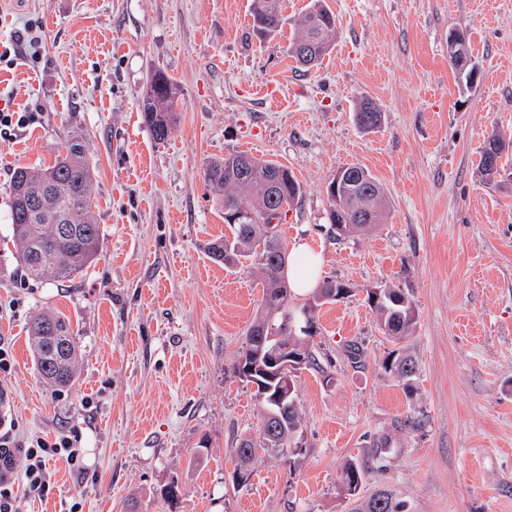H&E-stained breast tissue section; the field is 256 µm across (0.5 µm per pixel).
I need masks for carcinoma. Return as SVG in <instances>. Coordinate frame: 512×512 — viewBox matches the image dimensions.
I'll list each match as a JSON object with an SVG mask.
<instances>
[{
    "label": "carcinoma",
    "instance_id": "cac0c4a2",
    "mask_svg": "<svg viewBox=\"0 0 512 512\" xmlns=\"http://www.w3.org/2000/svg\"><path fill=\"white\" fill-rule=\"evenodd\" d=\"M253 27L267 35L281 32L290 23L297 36L288 47L308 41L321 45L315 61H320L336 40V16L324 0H311L308 9L289 21L282 14L280 0H251ZM177 85L162 72L154 73L142 99L144 123L153 139L165 141L176 123ZM65 153L47 168L18 166L13 171L10 217L18 261L33 279L65 281L83 272L100 254V227L92 210V184L96 166L79 138L65 143ZM346 181L338 195L328 196L330 223L336 235L365 230L381 224L388 200L384 187L357 164L344 167ZM206 185L222 193L224 215L237 212L253 215L250 224H231V235L213 241L210 258L226 266L251 261L259 274L262 298L256 316L245 333L244 347L236 362L259 352L275 349L283 356L300 350L304 367L316 366V359L301 344L289 325L286 313L288 281L282 272L288 254L280 239L266 236L265 214L274 208H286L300 195V186L288 168L248 153L234 152L213 160L204 168ZM68 231L61 233L58 227ZM318 293L344 299L351 293L348 284L326 280ZM369 306L381 319L383 332L399 343L413 335L415 309L400 289L367 292ZM36 369L53 392L71 387L76 377L78 347L69 318L62 314L42 313L28 327ZM382 368L409 381L415 374L414 361L397 348L383 360ZM272 391L260 399L261 425L256 438H242L232 449L237 470L253 472V463L261 456L294 458L303 450L302 416L296 394L280 403L276 399L278 383L269 381ZM366 480V470L354 462L344 465L341 482L348 495L357 496ZM357 512H402L391 493L379 490L362 502Z\"/></svg>",
    "mask_w": 512,
    "mask_h": 512
}]
</instances>
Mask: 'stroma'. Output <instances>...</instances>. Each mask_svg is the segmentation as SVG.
Here are the masks:
<instances>
[{
  "label": "stroma",
  "instance_id": "obj_1",
  "mask_svg": "<svg viewBox=\"0 0 512 512\" xmlns=\"http://www.w3.org/2000/svg\"><path fill=\"white\" fill-rule=\"evenodd\" d=\"M325 2L336 42L302 72L292 26L261 37L250 0H0V110L35 115L0 129V399L16 442L74 435L83 456L52 464L43 501L14 452L19 512H172L158 495L172 482L173 512H351V461L367 471L361 497L388 489L403 512H512V153L505 176L480 167L489 135L512 137V0ZM454 30L479 69L471 90L448 59ZM157 70L180 90L161 143L140 108ZM365 98L382 114L372 131L355 120ZM73 135L97 163L101 256L72 280L34 281L12 242L11 175L53 165ZM235 151L288 167L302 195L279 236L310 241L322 279L352 289L319 307L318 366L295 378L304 454L258 459L242 491L231 450L257 436L260 404L233 363L262 288L250 267L211 260L229 228L203 181ZM348 164L383 185L389 212L340 237L325 186ZM390 287L416 312L408 382L381 369L394 344L366 300ZM47 310L70 318L80 350L56 394L26 332Z\"/></svg>",
  "mask_w": 512,
  "mask_h": 512
}]
</instances>
